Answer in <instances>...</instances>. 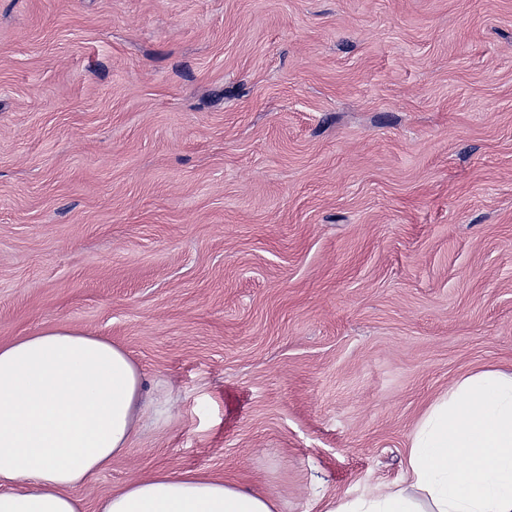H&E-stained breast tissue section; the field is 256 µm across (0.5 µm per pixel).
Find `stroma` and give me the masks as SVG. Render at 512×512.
<instances>
[{"label":"stroma","mask_w":512,"mask_h":512,"mask_svg":"<svg viewBox=\"0 0 512 512\" xmlns=\"http://www.w3.org/2000/svg\"><path fill=\"white\" fill-rule=\"evenodd\" d=\"M123 346L167 420L79 494L319 512L512 371V0H0V341ZM98 512H282V504L224 477L159 470L103 498Z\"/></svg>","instance_id":"1"}]
</instances>
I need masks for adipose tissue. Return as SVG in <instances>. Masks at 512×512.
<instances>
[{"label":"adipose tissue","mask_w":512,"mask_h":512,"mask_svg":"<svg viewBox=\"0 0 512 512\" xmlns=\"http://www.w3.org/2000/svg\"><path fill=\"white\" fill-rule=\"evenodd\" d=\"M147 409L120 345L66 325L0 342V512H83L77 488L124 456ZM321 512H512V372L455 380L418 419L400 482ZM98 512H282L270 493L198 470H159Z\"/></svg>","instance_id":"obj_1"}]
</instances>
